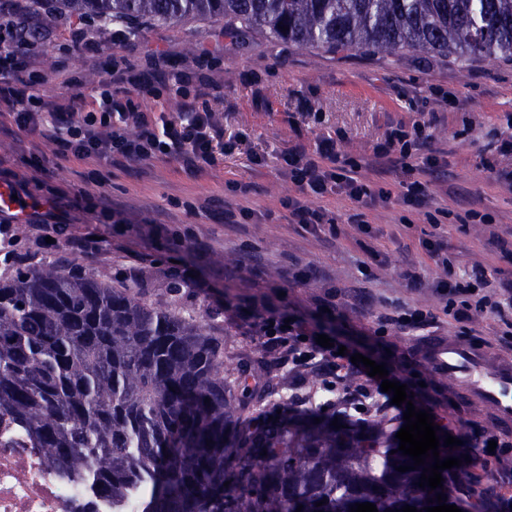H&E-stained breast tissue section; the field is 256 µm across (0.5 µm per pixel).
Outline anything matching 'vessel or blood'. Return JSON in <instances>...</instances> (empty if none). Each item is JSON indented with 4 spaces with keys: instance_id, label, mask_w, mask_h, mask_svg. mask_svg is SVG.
Segmentation results:
<instances>
[{
    "instance_id": "b4317fda",
    "label": "vessel or blood",
    "mask_w": 512,
    "mask_h": 512,
    "mask_svg": "<svg viewBox=\"0 0 512 512\" xmlns=\"http://www.w3.org/2000/svg\"><path fill=\"white\" fill-rule=\"evenodd\" d=\"M431 373L446 378L477 405L484 407L500 427L512 426V362L489 352L440 339L424 354Z\"/></svg>"
}]
</instances>
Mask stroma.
I'll use <instances>...</instances> for the list:
<instances>
[{
    "label": "stroma",
    "instance_id": "1",
    "mask_svg": "<svg viewBox=\"0 0 512 512\" xmlns=\"http://www.w3.org/2000/svg\"><path fill=\"white\" fill-rule=\"evenodd\" d=\"M71 20L100 31L96 55L101 58L115 56L146 71L155 52L162 51L171 65L214 82L224 97L226 132L245 130L265 165L255 167L247 155L236 154L216 171L194 177L164 159L142 174L105 162L60 159L45 147L50 173L43 184L29 185L27 193L36 199L58 194L68 222L50 245L27 228L0 229L1 278L15 272L5 261L9 251L67 259L71 238L97 236L101 255L82 262L83 272L116 286L126 279L128 262L145 257L140 281L147 299L176 308L223 337L224 365L234 374L256 372L254 352L266 338L255 323L234 318L231 307L279 310L345 346L348 354L385 364L389 380L406 384L416 409L432 414L444 433L464 441L473 429H492L490 420L474 415L463 392L431 374L419 352L420 337L376 331L379 317L394 307H438L428 283L443 272L414 247L422 233L432 230L425 209L410 208L396 196L386 206L365 211L346 200L314 197L312 206L335 213L338 233L313 238L288 222L280 204L295 188L281 174L279 155L298 142L314 145L318 136L329 133L343 157L368 158L389 124L440 111L443 98L457 99L462 112L471 113L472 128L464 129L462 113H452L429 130L434 145L448 151V183L456 191L448 202L451 257L468 272L493 265L511 274L512 253L501 250L488 225L457 223L458 216L475 209L490 214L495 223L512 225V188L497 183L493 168L501 159L491 148L503 114L512 113L511 58L478 56L463 65L450 55L418 51L335 52L206 17L165 24L141 18L136 38L121 40L93 16L75 14ZM67 36L62 27L51 37L19 42L15 50L42 59L46 68H60V78L46 83L44 93L70 95L64 79L73 75L81 91L92 94L101 78L92 61L96 55L71 48ZM258 91L265 99L260 108L254 104ZM305 102L314 115L302 119L298 111ZM234 182L255 184L253 202L272 211L274 220L223 224L199 208L207 197L237 204L230 189ZM103 194L129 210L134 223H115L111 213L101 211ZM356 213L367 222L369 234L351 223ZM405 218L410 228L399 241H391L393 225ZM411 262L421 263L423 286L407 287L400 278L401 268ZM437 333L498 356L512 355V335H503L501 323L483 313L462 322L442 320Z\"/></svg>",
    "mask_w": 512,
    "mask_h": 512
}]
</instances>
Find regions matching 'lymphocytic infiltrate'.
Instances as JSON below:
<instances>
[{"label": "lymphocytic infiltrate", "mask_w": 512, "mask_h": 512, "mask_svg": "<svg viewBox=\"0 0 512 512\" xmlns=\"http://www.w3.org/2000/svg\"><path fill=\"white\" fill-rule=\"evenodd\" d=\"M63 20L52 0H42L32 9L29 0H0V131L18 129L28 135L26 170L10 183L19 193L24 182L46 177L48 168L41 147L49 142L60 157L121 163L145 168L156 159H172L193 176L216 170L225 156L248 149L245 134L224 135V117L216 112L210 98L211 85L194 83L187 72L155 62L151 71L134 73L116 61L102 65L99 92L87 97L76 92L67 98L41 92L47 73L33 58L17 55L16 41L26 35H46ZM175 94L176 109L165 106L166 94ZM424 121L401 122L390 127L385 141L374 150L395 176L408 207L428 206L429 187L442 183L448 171V154L432 144ZM282 175L297 188L296 195L283 199L290 223L307 233H335L336 216L323 207H313L308 197L334 195L361 207L386 202L390 190L376 186L373 161L341 157L331 135L319 136L314 147L295 144L279 155ZM419 245L430 260L441 267L445 279L433 285L439 311L414 306L397 307L394 314L378 321L380 329L394 327L403 336L436 327L440 315L456 321L472 313H488L499 321L512 316V285L506 293L487 294L498 269H478L457 273L448 256V235L441 232L420 239ZM259 327L269 348L281 365H303L326 377L324 391L327 411L353 416L358 424H390L397 420V407L349 356L317 344L314 332L299 321H285L277 312L258 316ZM496 449H489V442ZM481 461L483 476L512 472V438L484 431L471 444Z\"/></svg>", "instance_id": "lymphocytic-infiltrate-1"}]
</instances>
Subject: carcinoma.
I'll return each mask as SVG.
<instances>
[{
  "instance_id": "1",
  "label": "carcinoma",
  "mask_w": 512,
  "mask_h": 512,
  "mask_svg": "<svg viewBox=\"0 0 512 512\" xmlns=\"http://www.w3.org/2000/svg\"><path fill=\"white\" fill-rule=\"evenodd\" d=\"M67 2L108 25L199 16L330 51L512 57V0ZM251 402L224 370V339L138 284L119 290L63 262L0 280V425L112 512L130 500L139 512H350L364 501L393 512L452 493L459 467L441 471V488L418 487L432 458L397 471L413 460L376 425L337 430L316 409L271 420ZM497 493L471 486L470 512Z\"/></svg>"
}]
</instances>
